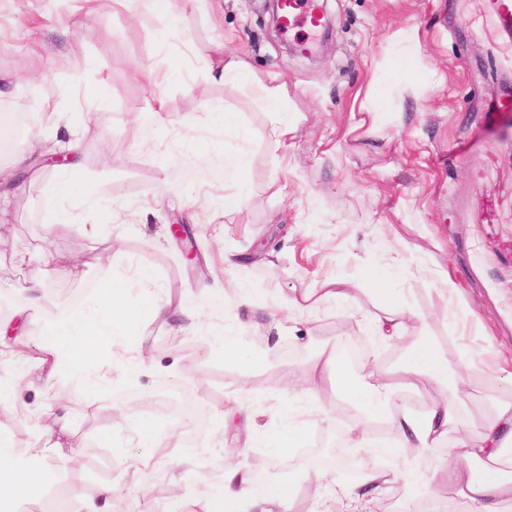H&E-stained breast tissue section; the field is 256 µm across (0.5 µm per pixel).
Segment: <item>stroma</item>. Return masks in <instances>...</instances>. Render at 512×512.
<instances>
[{
    "mask_svg": "<svg viewBox=\"0 0 512 512\" xmlns=\"http://www.w3.org/2000/svg\"><path fill=\"white\" fill-rule=\"evenodd\" d=\"M80 5L0 0V77L11 89L0 97V114L40 105L21 136H0V171L19 174L24 186L0 190V318L12 317L31 281L42 282L45 297L35 325L0 343V377L13 385L0 406V438L37 448L45 437L35 414L71 417L67 440L79 450L77 464L49 459L44 466L47 490L66 512H84L104 484L115 489L114 512H172L173 476L187 474L191 501L201 500L230 448L251 473L296 485V512H328L331 494L309 495L301 465L312 449L331 454L333 438L360 411L326 383L314 405L294 402L285 417V373L309 384L318 360L362 336L367 358L393 374L397 409L419 414L443 394L398 375L413 345L409 334L382 345L361 319L379 306L362 280L372 263L400 262L388 283L394 300L428 318L449 359L473 349L495 364L461 390L473 430L496 404L512 403V44L496 32L493 0H326L331 35L311 59L289 53L298 39L274 30L265 0L189 6L168 26L119 7L103 18L86 15L74 29L69 19ZM399 31L408 39L397 44ZM218 39L225 53L246 56L253 81L208 77L202 60ZM173 56L179 67L170 66ZM414 57L432 78L409 74ZM274 77L296 115L282 143L261 91ZM78 79L107 85L108 119L68 97ZM157 92L167 100L159 125L146 110ZM227 111L236 120L229 129ZM189 114L198 119L199 154L181 143ZM71 129L81 138L85 176L113 204L111 223L79 204L74 222L49 221L56 170L38 159L60 152ZM237 155L241 166L225 172ZM277 184L283 194H275ZM240 192L241 208L225 210ZM174 224L183 238L170 234ZM189 239L198 251L191 261L183 253ZM20 247L26 260L15 255ZM228 254L237 267L225 265ZM135 268L152 274L172 305L167 322L144 325L151 370L113 377L86 400L74 380V402L54 397L36 368L39 323L63 309L91 312L99 285ZM331 282L345 293L335 312L285 307L288 296ZM239 283L280 301L277 314L239 305ZM222 327L239 336L245 358L260 351L265 363L225 359L213 339ZM169 389L195 393L210 425L193 448L189 426L164 424L144 470L131 436ZM240 405L257 413L252 431L224 422ZM289 419L308 436L283 461L267 440ZM106 430L112 439L100 442ZM187 457L188 471L181 466ZM466 510L449 487L413 501L395 478L367 512Z\"/></svg>",
    "mask_w": 512,
    "mask_h": 512,
    "instance_id": "1",
    "label": "stroma"
}]
</instances>
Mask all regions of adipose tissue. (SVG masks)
Instances as JSON below:
<instances>
[{"label": "adipose tissue", "instance_id": "ef3b65f1", "mask_svg": "<svg viewBox=\"0 0 512 512\" xmlns=\"http://www.w3.org/2000/svg\"><path fill=\"white\" fill-rule=\"evenodd\" d=\"M65 149L68 164L51 182L49 192L60 201H78L95 209L103 220H110L111 209L103 195L94 193L81 174L80 140L70 136ZM137 291V304H129L130 291ZM95 316L87 317L68 310L60 311L53 322L44 326L42 357L38 368L47 380L58 377L61 361L82 384L83 395H91L111 380L114 367L105 360L110 343L122 342L126 355L120 366L123 374L136 375L146 366L143 356L144 315L164 317L170 308L152 286V278L141 272L130 277L119 274L106 280L95 294ZM483 362L476 356L465 361H449L433 336L417 332L414 346L403 365L404 373L415 383H436L446 397L438 400L423 415L395 414L391 410L392 384L386 372L373 370L369 381H359L340 356L330 357L323 368L328 380L340 385L362 411V419L349 422L345 441L353 448L363 447L369 424L384 422L394 429L400 447L413 449L418 457L431 458V473L414 468L399 471L408 498H416L448 483L457 497L472 512H507L512 504V404H501L473 433L464 419L458 392L467 376L482 373ZM47 438L42 447L16 452L0 440V512L15 504L42 507L46 482L41 467L50 457L72 461L77 451L66 440L67 426L53 418L45 426ZM447 445L445 456L435 453ZM389 480L387 472H365L359 483L344 485L322 473L308 477L317 492H332L336 512H364L369 500L381 495ZM296 492L290 484L269 482L255 489L253 479L233 455H226L220 469L218 488L202 501V512H294Z\"/></svg>", "mask_w": 512, "mask_h": 512}]
</instances>
